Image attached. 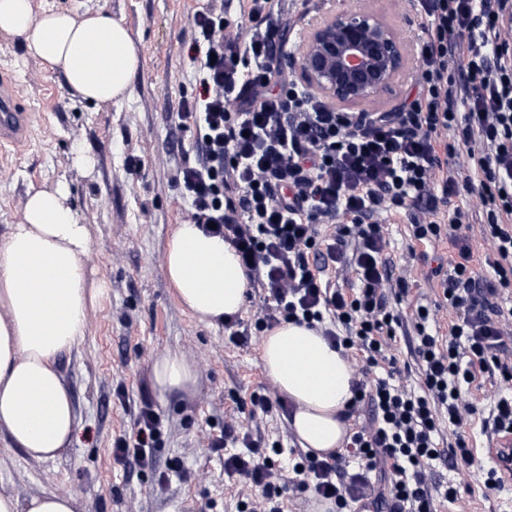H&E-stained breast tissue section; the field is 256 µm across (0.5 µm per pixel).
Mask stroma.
<instances>
[{"label": "stroma", "mask_w": 512, "mask_h": 512, "mask_svg": "<svg viewBox=\"0 0 512 512\" xmlns=\"http://www.w3.org/2000/svg\"><path fill=\"white\" fill-rule=\"evenodd\" d=\"M125 24L138 42L141 66L128 98L90 104L74 96L61 73L32 58L22 38L0 36V77L23 85L31 113L23 147L10 151L0 175V225L15 223L30 189L67 181L81 223L91 225L88 267L108 286L107 298L88 313L85 336L58 367L73 398L76 434L53 460L30 458L0 433V492L25 498L70 492L83 512H236L240 488L224 473V454L210 446L228 421L253 435L279 441L275 461L291 476L298 443L289 415L268 416L250 397L268 385L261 339L234 344L223 324L199 321L177 301L166 278L164 251L189 205L173 180V150L192 151L190 132L174 115L196 94L197 60L191 17L222 11L231 28L251 21L247 0H87ZM372 9L409 42L420 31L411 0H343L342 7ZM81 143L95 167L74 168L70 151ZM410 218L388 221L391 251L409 288L400 309L437 300L439 281L430 266L407 250L451 265L449 241L411 245ZM180 353L198 384L190 398L163 396L153 365L163 353ZM163 420L162 442L150 466L125 470L113 456L116 440L131 435L144 406ZM183 469L168 471L170 459Z\"/></svg>", "instance_id": "stroma-1"}]
</instances>
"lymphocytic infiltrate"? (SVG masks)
Returning <instances> with one entry per match:
<instances>
[{"label": "lymphocytic infiltrate", "mask_w": 512, "mask_h": 512, "mask_svg": "<svg viewBox=\"0 0 512 512\" xmlns=\"http://www.w3.org/2000/svg\"><path fill=\"white\" fill-rule=\"evenodd\" d=\"M283 2L249 0L240 41L225 38L223 14L194 16L200 92L175 124L191 133L195 156L179 160L173 179L190 223L215 224L250 287L265 292L255 333L304 324L353 365L357 421L345 451L299 455L290 485L248 429L225 423L211 445L247 449L224 459L225 474L250 489L243 512H283L290 487L334 512H436L441 500L469 512L438 478L440 463L478 467L484 498L512 512L505 472L478 465L465 432L478 376L512 383V0H414L418 91L395 112H348L284 79ZM465 194L479 198L482 222L460 204ZM414 210L411 239L457 249L439 288L451 315L444 337L428 306L409 317L400 309L407 290L384 220ZM476 230L491 245L480 270ZM333 271L350 286L336 287ZM400 339L405 362L393 352ZM162 434L145 409L113 453L125 467L149 466Z\"/></svg>", "instance_id": "f902f5d3"}]
</instances>
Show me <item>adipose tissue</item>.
<instances>
[{
	"mask_svg": "<svg viewBox=\"0 0 512 512\" xmlns=\"http://www.w3.org/2000/svg\"><path fill=\"white\" fill-rule=\"evenodd\" d=\"M0 33L23 38L32 56L94 103L123 100L141 65L129 30L101 8L39 11L34 0H0ZM95 33L105 37L97 53L89 42ZM70 198L64 181L31 190L19 221L0 230V431L37 460L60 456L72 441L74 405L56 362L79 343L90 307L107 291L105 281L90 276V227ZM164 269L179 302L200 320L221 322L245 302L248 280L234 249L200 225L175 227ZM261 363L295 407L291 428L301 448L343 449L354 377L336 349L306 325L284 322L264 336ZM153 377L164 396L196 386L194 370L176 352L156 361ZM79 507L68 492L0 494V512Z\"/></svg>",
	"mask_w": 512,
	"mask_h": 512,
	"instance_id": "1",
	"label": "adipose tissue"
}]
</instances>
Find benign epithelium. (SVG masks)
<instances>
[{"label":"benign epithelium","mask_w":512,"mask_h":512,"mask_svg":"<svg viewBox=\"0 0 512 512\" xmlns=\"http://www.w3.org/2000/svg\"><path fill=\"white\" fill-rule=\"evenodd\" d=\"M306 85L333 106L359 109L392 95L409 66L406 40L371 9L333 10L298 48Z\"/></svg>","instance_id":"1"}]
</instances>
